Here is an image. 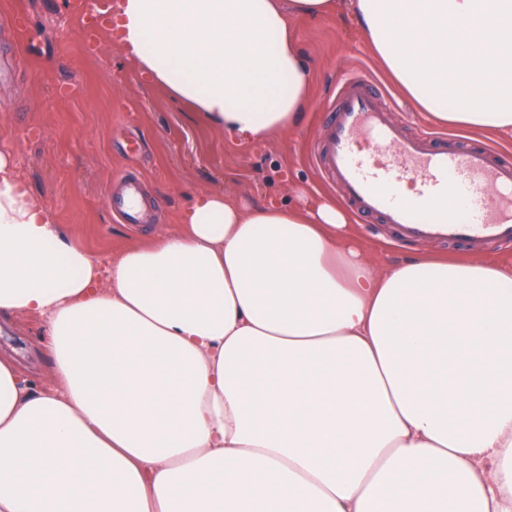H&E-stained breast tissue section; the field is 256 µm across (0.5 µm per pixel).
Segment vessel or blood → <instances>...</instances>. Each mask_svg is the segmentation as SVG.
I'll use <instances>...</instances> for the list:
<instances>
[{
  "label": "vessel or blood",
  "mask_w": 512,
  "mask_h": 512,
  "mask_svg": "<svg viewBox=\"0 0 512 512\" xmlns=\"http://www.w3.org/2000/svg\"><path fill=\"white\" fill-rule=\"evenodd\" d=\"M494 147L457 135H409L378 101L366 78L341 86L313 148V162L364 218L401 240L512 243V162ZM413 186L414 198L404 194ZM143 182L123 177L109 205L137 224Z\"/></svg>",
  "instance_id": "b4317fda"
}]
</instances>
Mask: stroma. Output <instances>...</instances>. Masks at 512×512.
<instances>
[{
    "label": "stroma",
    "instance_id": "obj_1",
    "mask_svg": "<svg viewBox=\"0 0 512 512\" xmlns=\"http://www.w3.org/2000/svg\"><path fill=\"white\" fill-rule=\"evenodd\" d=\"M73 2L0 0V151L16 160L67 239L89 250L115 252L177 232L180 210L203 192H227L249 206L282 202L304 188L339 198L311 164L310 151L348 75L371 77L407 132L437 128L390 82L366 38L341 15L293 21L314 85L298 129L258 145L229 139L144 79L105 29H92L100 0H87L80 13ZM124 172L145 181L153 202L135 230L113 218L107 198ZM352 229L378 269L446 251L401 241L387 225L357 215ZM4 351L23 377L37 381L49 370L31 320L0 318Z\"/></svg>",
    "mask_w": 512,
    "mask_h": 512
}]
</instances>
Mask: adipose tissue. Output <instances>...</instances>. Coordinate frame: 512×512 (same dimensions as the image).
I'll use <instances>...</instances> for the list:
<instances>
[{"instance_id": "ef3b65f1", "label": "adipose tissue", "mask_w": 512, "mask_h": 512, "mask_svg": "<svg viewBox=\"0 0 512 512\" xmlns=\"http://www.w3.org/2000/svg\"><path fill=\"white\" fill-rule=\"evenodd\" d=\"M345 15L440 125L512 130V0H115L108 35L229 138L312 98L294 17ZM179 230L71 244L0 153V512H512V262L375 269L334 199L195 195ZM40 340L41 331L31 320L0 318V353L10 352L23 377L36 381L49 370V358Z\"/></svg>"}]
</instances>
